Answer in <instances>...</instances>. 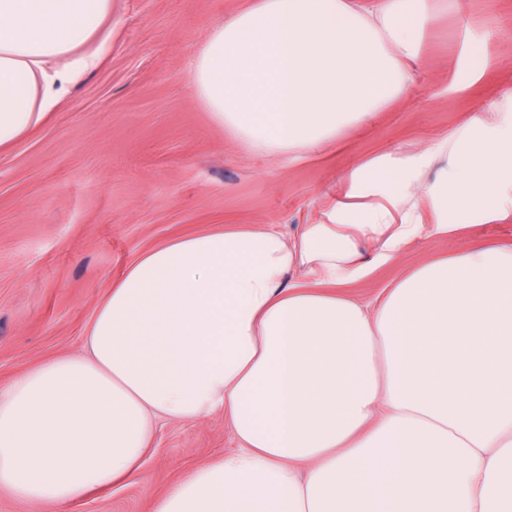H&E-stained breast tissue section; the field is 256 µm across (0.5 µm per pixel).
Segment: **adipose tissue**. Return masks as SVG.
Masks as SVG:
<instances>
[{
    "mask_svg": "<svg viewBox=\"0 0 512 512\" xmlns=\"http://www.w3.org/2000/svg\"><path fill=\"white\" fill-rule=\"evenodd\" d=\"M437 0H251L201 39L197 103L248 154L307 159L408 96ZM112 0H0V150L98 66ZM512 193V91L410 154L345 171L313 223L138 253L76 354L0 389V491L57 512L140 476L162 420L223 414L237 449L154 512H512V244L345 285Z\"/></svg>",
    "mask_w": 512,
    "mask_h": 512,
    "instance_id": "adipose-tissue-1",
    "label": "adipose tissue"
}]
</instances>
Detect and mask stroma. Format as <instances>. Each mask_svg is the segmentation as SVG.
I'll list each match as a JSON object with an SVG mask.
<instances>
[{
  "mask_svg": "<svg viewBox=\"0 0 512 512\" xmlns=\"http://www.w3.org/2000/svg\"><path fill=\"white\" fill-rule=\"evenodd\" d=\"M246 0H112L108 51L67 87L32 134L0 152V387L79 348L99 300L137 252L231 224L289 234L308 224L352 164L413 152L512 90V0H440L407 98L301 162L247 155L194 100L198 44ZM497 35H489L490 23ZM483 71L456 81L465 43ZM473 242L512 243V206L414 244L395 265L347 285L371 301L403 269ZM236 448L223 415L161 422L141 477L90 492L67 512H153L193 468Z\"/></svg>",
  "mask_w": 512,
  "mask_h": 512,
  "instance_id": "obj_1",
  "label": "stroma"
}]
</instances>
